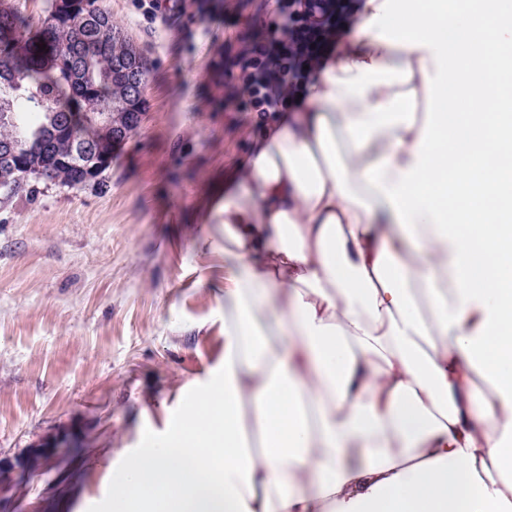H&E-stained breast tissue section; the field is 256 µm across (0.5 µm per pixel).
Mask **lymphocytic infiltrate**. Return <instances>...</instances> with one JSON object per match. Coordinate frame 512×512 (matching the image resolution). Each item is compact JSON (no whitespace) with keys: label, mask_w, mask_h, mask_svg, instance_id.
Listing matches in <instances>:
<instances>
[{"label":"lymphocytic infiltrate","mask_w":512,"mask_h":512,"mask_svg":"<svg viewBox=\"0 0 512 512\" xmlns=\"http://www.w3.org/2000/svg\"><path fill=\"white\" fill-rule=\"evenodd\" d=\"M277 8L285 19L281 33L246 42L240 53L244 77L233 90L240 109L294 108L355 21L351 0H277Z\"/></svg>","instance_id":"lymphocytic-infiltrate-1"}]
</instances>
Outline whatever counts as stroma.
Listing matches in <instances>:
<instances>
[{
	"label": "stroma",
	"mask_w": 512,
	"mask_h": 512,
	"mask_svg": "<svg viewBox=\"0 0 512 512\" xmlns=\"http://www.w3.org/2000/svg\"><path fill=\"white\" fill-rule=\"evenodd\" d=\"M148 60L144 111L101 180L0 191V462L56 435L0 512H107L112 477L224 364L225 176L260 119L234 111L239 34L271 0H100Z\"/></svg>",
	"instance_id": "35a3bbf8"
}]
</instances>
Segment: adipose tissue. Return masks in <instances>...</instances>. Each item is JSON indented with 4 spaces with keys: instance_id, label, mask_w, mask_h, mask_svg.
I'll return each instance as SVG.
<instances>
[{
    "instance_id": "adipose-tissue-1",
    "label": "adipose tissue",
    "mask_w": 512,
    "mask_h": 512,
    "mask_svg": "<svg viewBox=\"0 0 512 512\" xmlns=\"http://www.w3.org/2000/svg\"><path fill=\"white\" fill-rule=\"evenodd\" d=\"M509 74L512 0H365L225 183L224 370L108 512H512Z\"/></svg>"
}]
</instances>
